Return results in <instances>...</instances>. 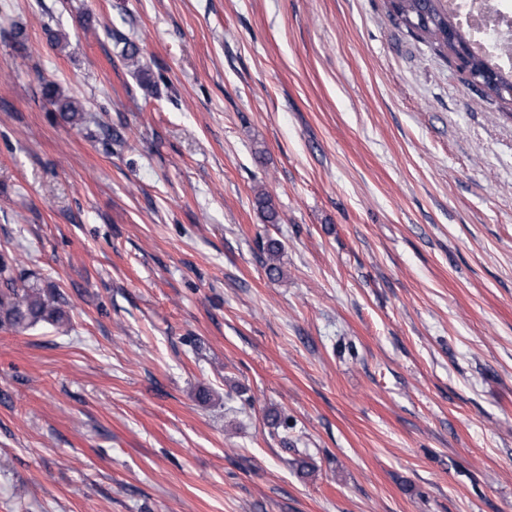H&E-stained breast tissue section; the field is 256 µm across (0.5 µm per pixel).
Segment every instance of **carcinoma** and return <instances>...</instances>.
Wrapping results in <instances>:
<instances>
[{
	"mask_svg": "<svg viewBox=\"0 0 512 512\" xmlns=\"http://www.w3.org/2000/svg\"><path fill=\"white\" fill-rule=\"evenodd\" d=\"M389 2L394 16L409 33L427 39L439 52L455 57L456 45L448 42V27L452 24V19L442 0ZM121 55L125 66L139 79L140 84L144 87L150 86L151 78L143 64L138 46L124 41ZM42 95L60 112L63 119L72 123L84 120L83 104L64 94L57 85H44ZM256 204L266 222H277V213L266 194H257ZM0 279L4 281V287L0 288V326L20 331L41 322L61 326L68 320L66 301L58 291L43 289L34 284L16 287L12 266L4 260H0Z\"/></svg>",
	"mask_w": 512,
	"mask_h": 512,
	"instance_id": "obj_1",
	"label": "carcinoma"
}]
</instances>
